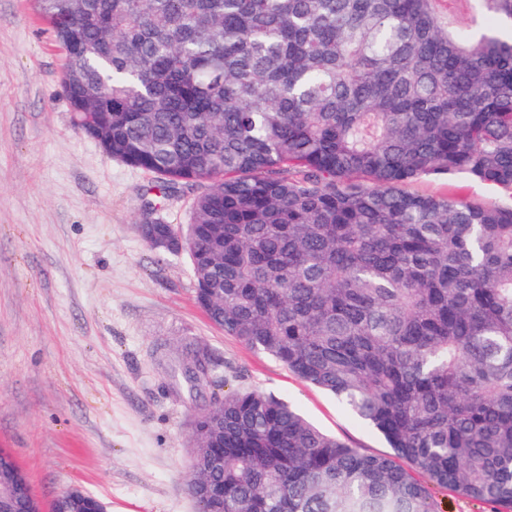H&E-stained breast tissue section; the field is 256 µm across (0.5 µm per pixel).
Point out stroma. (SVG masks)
Masks as SVG:
<instances>
[{"mask_svg":"<svg viewBox=\"0 0 512 512\" xmlns=\"http://www.w3.org/2000/svg\"><path fill=\"white\" fill-rule=\"evenodd\" d=\"M64 57L33 0H0V450L42 507L80 487L109 512H197L193 421L225 391L286 400L368 455L384 437L332 395L213 326L188 254L158 258L146 221L186 229L202 184L112 159L74 123ZM410 191L511 205L512 193L424 175ZM220 364L183 374V347Z\"/></svg>","mask_w":512,"mask_h":512,"instance_id":"1","label":"stroma"}]
</instances>
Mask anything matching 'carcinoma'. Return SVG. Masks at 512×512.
Returning <instances> with one entry per match:
<instances>
[{
  "mask_svg": "<svg viewBox=\"0 0 512 512\" xmlns=\"http://www.w3.org/2000/svg\"><path fill=\"white\" fill-rule=\"evenodd\" d=\"M78 127L206 182L181 233L208 320L379 431L362 453L288 402L197 414L199 512H512V0H34ZM362 181H354V177ZM408 189L413 192L438 196H460L476 204H496L510 206L512 195L494 186L466 180L461 176L423 175L413 181ZM431 487L436 512H494L489 504L480 503L450 490Z\"/></svg>",
  "mask_w": 512,
  "mask_h": 512,
  "instance_id": "cac0c4a2",
  "label": "carcinoma"
}]
</instances>
